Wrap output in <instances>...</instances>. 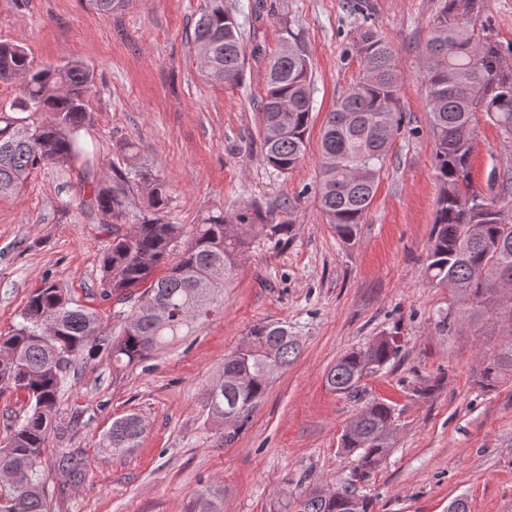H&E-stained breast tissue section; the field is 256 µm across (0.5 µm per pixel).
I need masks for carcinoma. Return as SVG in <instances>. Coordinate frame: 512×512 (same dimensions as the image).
Returning a JSON list of instances; mask_svg holds the SVG:
<instances>
[{
    "label": "carcinoma",
    "instance_id": "1",
    "mask_svg": "<svg viewBox=\"0 0 512 512\" xmlns=\"http://www.w3.org/2000/svg\"><path fill=\"white\" fill-rule=\"evenodd\" d=\"M244 25L224 8L205 0L193 31L202 75L213 85L240 83L246 62ZM357 49L362 74L336 101L321 140L319 207L344 242L357 236L372 203L375 186L402 116V78L389 42L364 23ZM436 177L440 186L426 271L438 286L452 285L474 303L512 285V174L499 194L487 197L472 181L471 159L480 112L512 146V42L503 44L484 11V0H440L432 36L421 49ZM21 83L12 98H0V195L22 186L34 170H66L84 162L88 205L99 223L112 227L101 257L102 295L133 300L121 332L106 334L101 317L77 303L49 277L31 292L21 322L0 334V391L25 397L22 419L0 441V512H50L47 476L41 467L50 436L65 435L55 419L57 404L76 362L107 350L131 364L190 335L196 324L223 303L224 284L258 240L288 237L290 225L264 218L254 203L232 212L208 211L190 232L170 217V195L150 170L135 164V144L120 146L127 160L97 171L87 161L80 132L93 123L87 107L93 73L68 60L39 66L27 51L0 42V85ZM314 110L310 67L300 39H291L269 61L265 95L258 102L262 161L286 174L305 157L306 134ZM141 184L148 206L129 231L127 193ZM399 352L395 339H376L342 355L327 375L336 393L361 408L354 427L342 432L340 448L356 455L338 493L318 487L290 504L294 512H369V500L356 495L386 459L395 429V406L366 398L362 381L381 372ZM298 342L288 325L260 323L245 342L224 356V370L205 395L207 416L219 426L220 445L231 444L247 425L274 375L288 367ZM512 374V342L483 359L477 384L493 390ZM144 421L130 413L112 421L99 444L103 453L139 447ZM86 457L63 451L57 466L70 480L82 479ZM190 512H224L214 489L201 491Z\"/></svg>",
    "mask_w": 512,
    "mask_h": 512
}]
</instances>
